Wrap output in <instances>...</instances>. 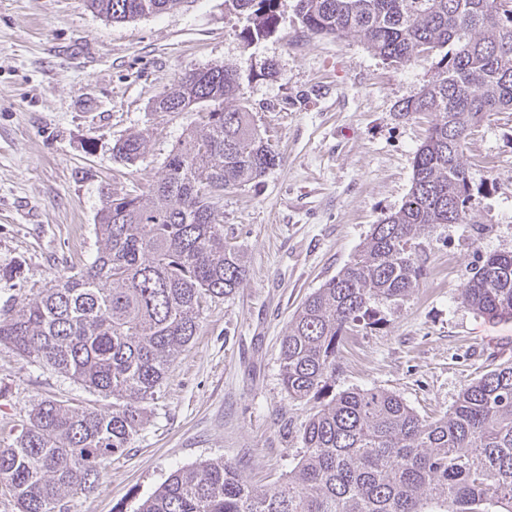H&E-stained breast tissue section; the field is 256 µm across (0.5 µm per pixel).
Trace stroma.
<instances>
[{"mask_svg": "<svg viewBox=\"0 0 512 512\" xmlns=\"http://www.w3.org/2000/svg\"><path fill=\"white\" fill-rule=\"evenodd\" d=\"M280 14L276 32L247 48L244 20L224 0H182L120 23L86 0H0V314L94 259L105 190L144 189L160 176L197 119L151 108L181 74L235 70L241 102L283 157L224 194V239L248 269L242 285L207 302L142 430L94 489L67 498V512H137L174 471L216 458L271 489L300 453L309 407L283 389L281 339L373 224L402 206L437 116L404 119L398 106L431 80L436 60L391 66L359 38L305 31L295 0H281ZM137 132L143 158L114 159V142ZM461 161L484 181L474 223L419 234L418 287L377 302L376 323L346 337L336 390L380 387L421 416H441L464 387L512 361V320L489 319L461 295L488 255L512 251V112L476 128ZM52 398L110 405L0 346V440Z\"/></svg>", "mask_w": 512, "mask_h": 512, "instance_id": "stroma-1", "label": "stroma"}]
</instances>
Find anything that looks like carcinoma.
<instances>
[{
    "label": "carcinoma",
    "instance_id": "obj_1",
    "mask_svg": "<svg viewBox=\"0 0 512 512\" xmlns=\"http://www.w3.org/2000/svg\"><path fill=\"white\" fill-rule=\"evenodd\" d=\"M125 22L181 0H87ZM245 19L248 48L273 33L280 0H226ZM303 28L337 40L357 36L388 64L436 55L435 73L399 105V116L435 112L417 148L398 212L296 311L281 340L288 397L312 404L301 456L271 490L243 482L222 458L179 469L138 512H512V362L466 386L449 413L420 417L383 388L332 391L349 331L374 319L377 300L417 287L418 231L468 224L475 175L464 144L494 112H512V0H296ZM224 66L192 70L154 99L155 112L206 109L170 151L162 176L139 192H112L97 215L99 249L38 300L0 314V345L112 398L107 410L47 400L0 447V484L18 512H63L64 500L99 481L141 430L174 357L197 335L203 304L230 297L246 278L224 241V191L280 165ZM139 134L112 155L132 165ZM490 319H512V252L488 256L461 290Z\"/></svg>",
    "mask_w": 512,
    "mask_h": 512
}]
</instances>
